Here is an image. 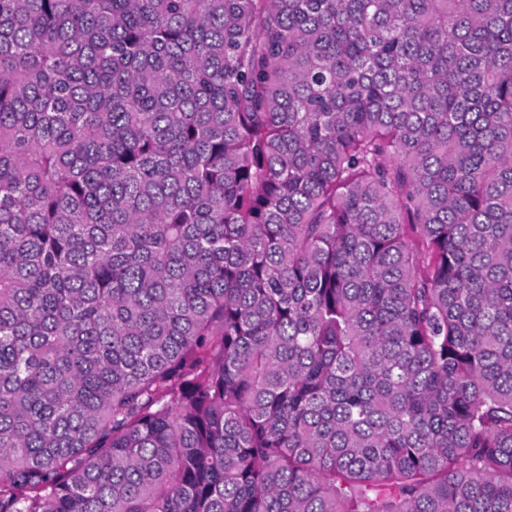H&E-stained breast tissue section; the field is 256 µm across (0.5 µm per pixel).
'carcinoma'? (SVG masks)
<instances>
[{
  "instance_id": "carcinoma-1",
  "label": "carcinoma",
  "mask_w": 512,
  "mask_h": 512,
  "mask_svg": "<svg viewBox=\"0 0 512 512\" xmlns=\"http://www.w3.org/2000/svg\"><path fill=\"white\" fill-rule=\"evenodd\" d=\"M0 512H512V0H0Z\"/></svg>"
}]
</instances>
